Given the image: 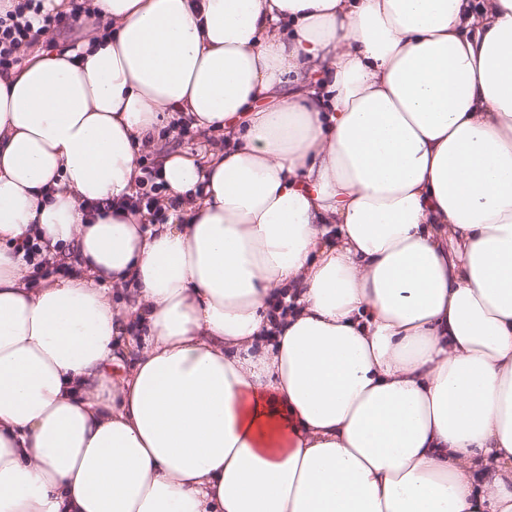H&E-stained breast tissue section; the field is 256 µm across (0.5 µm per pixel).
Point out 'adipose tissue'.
Returning a JSON list of instances; mask_svg holds the SVG:
<instances>
[{"instance_id":"ef3b65f1","label":"adipose tissue","mask_w":512,"mask_h":512,"mask_svg":"<svg viewBox=\"0 0 512 512\" xmlns=\"http://www.w3.org/2000/svg\"><path fill=\"white\" fill-rule=\"evenodd\" d=\"M93 6L0 74V512H512V0ZM182 135H188L190 131L188 128L180 127ZM173 134L167 141L168 148L173 151H188V152H205L207 149H223L224 137L222 135H209L202 138L196 132L190 133L186 137L178 134V130H171ZM141 173L137 190L127 199L126 204L132 211H146L150 217L149 224H163L166 218L161 201L167 188L161 177V164L159 161H148L144 158Z\"/></svg>"}]
</instances>
